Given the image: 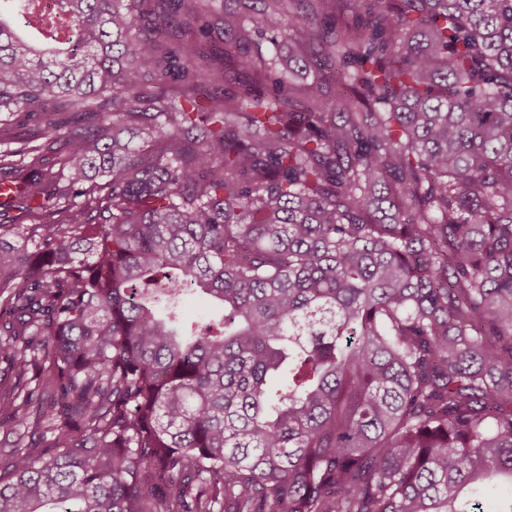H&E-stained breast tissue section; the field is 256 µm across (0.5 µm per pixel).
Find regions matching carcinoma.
I'll list each match as a JSON object with an SVG mask.
<instances>
[{"instance_id":"carcinoma-1","label":"carcinoma","mask_w":512,"mask_h":512,"mask_svg":"<svg viewBox=\"0 0 512 512\" xmlns=\"http://www.w3.org/2000/svg\"><path fill=\"white\" fill-rule=\"evenodd\" d=\"M212 2L0 0V512H487L512 0ZM8 124L19 140L30 138L40 130L39 116L29 112H15L8 119Z\"/></svg>"}]
</instances>
